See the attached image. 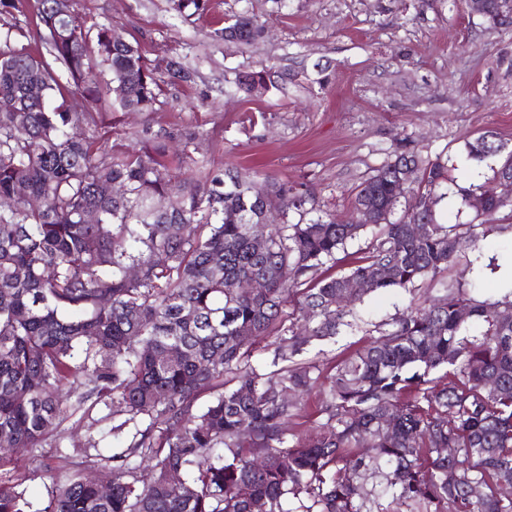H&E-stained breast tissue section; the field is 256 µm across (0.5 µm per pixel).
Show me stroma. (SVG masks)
<instances>
[{
	"instance_id": "35a3bbf8",
	"label": "stroma",
	"mask_w": 512,
	"mask_h": 512,
	"mask_svg": "<svg viewBox=\"0 0 512 512\" xmlns=\"http://www.w3.org/2000/svg\"><path fill=\"white\" fill-rule=\"evenodd\" d=\"M76 13L118 30L159 68L154 112H103L100 143L108 150H161L170 174L203 177L236 168L262 173L305 192L310 217L346 221L361 183L395 152L422 160L450 158L457 184L475 170L467 140L487 130L512 145V26L470 14L466 0H209L204 14L178 17L170 0H72ZM246 11L264 26L249 44L214 39V28ZM191 78L169 77V60ZM267 69L265 91L247 93L237 77ZM502 232L485 255L501 272L476 275L458 256L442 280L491 302L505 293L512 267V206L492 218ZM415 293L367 294L353 308L352 325L314 344L308 359L327 365L378 336L380 325L402 313ZM112 409L76 410L37 448L0 460V481H22L38 512L54 483L78 473L111 475L89 462L88 440L103 454L124 447L113 433Z\"/></svg>"
}]
</instances>
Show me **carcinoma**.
I'll return each mask as SVG.
<instances>
[{
	"mask_svg": "<svg viewBox=\"0 0 512 512\" xmlns=\"http://www.w3.org/2000/svg\"><path fill=\"white\" fill-rule=\"evenodd\" d=\"M172 2L182 16L208 8L207 0ZM33 5L43 55L22 44V28L0 30V198L22 181L39 201L0 210V441L38 447L65 419L63 389L80 380L87 392L78 405L109 400L119 420L112 430L136 425L126 447L96 456L112 463L110 494L74 474L56 483L43 512H512L504 494L512 488V319L501 318L512 312V291L489 303L444 283L442 295L409 305L327 371L303 358L313 342L351 326L347 307L364 295L411 292L463 249L483 257L495 229L486 218L512 205L501 183L512 148L493 131L466 143L471 158L494 162L491 182L456 186L463 201L486 196L479 224L438 223L424 199L438 202L448 161L424 164L401 151L360 185L358 219L270 223L259 250L252 227L275 210H302L304 194L230 168L203 184L175 181L157 150L108 153L93 133L74 137L73 128L96 121L57 102L63 89L91 95L103 80L125 90L107 110L151 112L157 67L69 0ZM261 30L240 12L214 36L250 44ZM34 82L41 94L32 98ZM237 86L264 90L266 74ZM399 176L409 198L404 219L392 222ZM171 197L178 207L160 210ZM91 209L96 224L83 221ZM411 216L423 235L408 232ZM375 228L368 255L346 274H324L338 251ZM365 278L371 287L345 288ZM242 279L265 288L227 290ZM271 334L277 347L262 373L250 351ZM317 381L318 430L288 436ZM212 382L224 390L199 405L198 389ZM144 461L154 470L149 485L138 476ZM171 470L180 485L168 482ZM19 486L0 482V512H29Z\"/></svg>",
	"mask_w": 512,
	"mask_h": 512,
	"instance_id": "1",
	"label": "carcinoma"
}]
</instances>
